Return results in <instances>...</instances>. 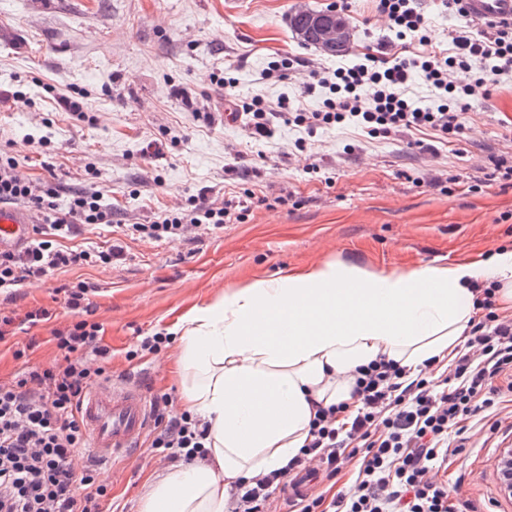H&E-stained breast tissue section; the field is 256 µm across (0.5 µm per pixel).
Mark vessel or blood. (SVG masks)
<instances>
[{"mask_svg": "<svg viewBox=\"0 0 512 512\" xmlns=\"http://www.w3.org/2000/svg\"><path fill=\"white\" fill-rule=\"evenodd\" d=\"M464 7L469 18L478 23L512 19V0H464ZM28 222L22 208L0 205V242L22 243L27 237ZM80 416L90 448L100 458L109 460L137 446L149 425L150 408L143 391L128 382L89 391Z\"/></svg>", "mask_w": 512, "mask_h": 512, "instance_id": "vessel-or-blood-1", "label": "vessel or blood"}]
</instances>
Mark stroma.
<instances>
[{
  "label": "stroma",
  "instance_id": "1",
  "mask_svg": "<svg viewBox=\"0 0 512 512\" xmlns=\"http://www.w3.org/2000/svg\"><path fill=\"white\" fill-rule=\"evenodd\" d=\"M296 2L0 0V138L24 156L25 176L102 191L116 224L148 223L204 187L220 192L232 184L273 200L195 242L127 238L117 264L77 266L0 292V313L14 319L0 345L1 381L29 363L62 361L50 336L73 321L61 287L78 279L96 287L87 319L104 329L111 380L129 378L147 395L177 399V342L134 361L126 353L224 292L327 260L380 273L450 266L512 247V184L444 190L448 177L473 182L493 160L512 162V81L468 113L464 140L441 147L435 159L404 135L369 141L331 128L296 152L299 128L282 125L273 139L257 141L242 122L225 123L224 89L210 81L217 64L231 65L237 98L293 99L300 80L262 79L268 62L300 56L333 70L390 37L374 0H349L350 46L324 54L293 35L288 16ZM48 85L84 93L85 114L55 110ZM187 96L202 97V116L184 111ZM40 308L50 320L26 324ZM18 348L27 360L14 358ZM464 426V441L448 439L439 479L452 500L478 512H512L496 470L501 450L512 448V430H490L479 414ZM168 465L144 446L99 466L109 489L105 512H141L147 478Z\"/></svg>",
  "mask_w": 512,
  "mask_h": 512
}]
</instances>
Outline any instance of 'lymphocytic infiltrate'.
<instances>
[{"instance_id": "lymphocytic-infiltrate-1", "label": "lymphocytic infiltrate", "mask_w": 512, "mask_h": 512, "mask_svg": "<svg viewBox=\"0 0 512 512\" xmlns=\"http://www.w3.org/2000/svg\"><path fill=\"white\" fill-rule=\"evenodd\" d=\"M376 2L398 51L387 57L367 53L351 67L331 72L298 56L269 62L264 79L282 81L304 71L309 80L298 104L285 97L242 101L251 138H272L279 121L305 135L337 126L356 128L369 138L405 133L433 155L440 146L463 139L467 112L512 79V20L478 24L468 18L462 0H442L457 21L442 50L431 38L419 0ZM418 76L432 89L430 104L414 96ZM304 137L296 140V149H304ZM20 164L11 144H0V202L22 206L31 219L25 243L0 249V291L74 266L122 260L119 245L102 251L59 245L81 227L111 225L112 207L99 190L73 192L62 206L60 183L24 180L17 173ZM266 202L248 188L239 202L219 207L200 193L188 197L181 210H159L150 223L123 224L119 231L133 240L188 241L223 229ZM62 290L67 308L80 316L53 332L68 361L31 366L21 378L0 383V512H101L107 493L95 469L75 471L73 459L87 443L78 418L81 402L105 378L112 352L102 342L101 325L83 318L91 285L80 280ZM495 291L492 283L482 287L476 300L482 316L444 379L420 373L411 380L403 368L385 361L359 368L355 405L318 409L310 440L287 471L236 485L234 512H272L274 487L284 484L288 471L307 469L315 460L331 477L352 465L354 486L329 500L303 496L299 512H470L468 502H451L437 474L448 463L449 433L461 432L463 421L497 408L503 393L512 391V320L500 318ZM151 407L153 450L164 451L172 462L203 457L207 424L174 412L166 393L153 396Z\"/></svg>"}]
</instances>
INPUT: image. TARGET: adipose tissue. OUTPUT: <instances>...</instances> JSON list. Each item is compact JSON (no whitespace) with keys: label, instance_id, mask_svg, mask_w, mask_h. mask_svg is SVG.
Masks as SVG:
<instances>
[{"label":"adipose tissue","instance_id":"ef3b65f1","mask_svg":"<svg viewBox=\"0 0 512 512\" xmlns=\"http://www.w3.org/2000/svg\"><path fill=\"white\" fill-rule=\"evenodd\" d=\"M490 280L512 313V250L389 273L324 262L193 308L174 331L205 456L155 476L142 512H226L236 481L298 454L318 408L354 403L357 368L385 360L414 375L453 359L476 318L473 285Z\"/></svg>","mask_w":512,"mask_h":512}]
</instances>
